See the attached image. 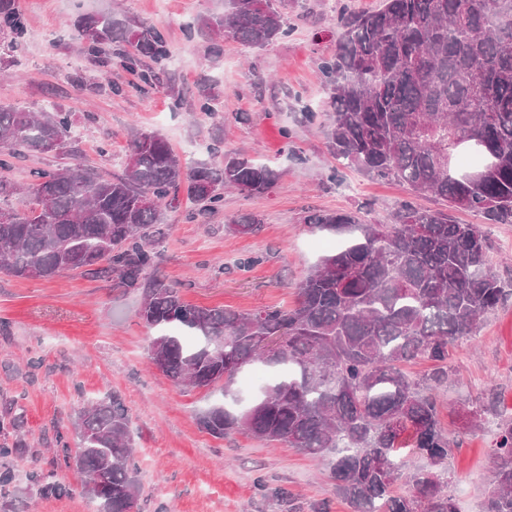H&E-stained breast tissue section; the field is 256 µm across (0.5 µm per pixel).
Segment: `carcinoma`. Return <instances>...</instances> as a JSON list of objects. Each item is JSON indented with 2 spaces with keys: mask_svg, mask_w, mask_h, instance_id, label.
Wrapping results in <instances>:
<instances>
[{
  "mask_svg": "<svg viewBox=\"0 0 512 512\" xmlns=\"http://www.w3.org/2000/svg\"><path fill=\"white\" fill-rule=\"evenodd\" d=\"M220 17L185 25L187 35L214 33L264 47L288 33L284 0H225ZM86 55L101 67L112 58L134 71L141 59L169 54L153 25L126 27L110 14L69 21ZM336 53L323 62L330 86L326 136L337 158L373 180H395L417 196H434L444 210L401 204L388 224H367L356 212L319 211L311 227L343 239L296 284L297 304L240 313L185 303L160 278L153 228L162 210L177 211L179 191L209 210L224 189L268 192L278 173L244 157L224 155L221 167L184 165L156 133L135 132L126 174L98 176L79 166L52 170L26 187L0 178V213L19 214L12 198H39L37 222L0 221V272L51 278L63 270L102 271L127 290H139L140 320L157 331L150 360L174 383L221 385L223 399L198 416L216 438L243 432L327 461L336 495L354 512H458L442 474L461 447L440 417L439 391L448 386V360L477 321L508 296L488 267V237L480 224H459L467 210L490 224H512V0H383L372 13L340 15ZM0 31L10 47L25 41L16 0H0ZM123 47L112 52L114 41ZM484 87L475 101L470 89ZM214 87L199 89V111L215 115ZM71 113L35 114L0 104V169L26 152L71 153ZM464 153H476L483 172L462 177ZM253 214L224 225L231 235L260 229ZM285 331L264 349L260 334ZM423 358L420 375L407 366ZM278 376L247 406L235 378L253 363ZM495 412L494 403H463L468 423ZM85 452L77 460L84 493L105 512H131L141 492L127 409L107 394L81 407L73 422ZM409 449L426 460L410 470L398 456ZM495 480L483 512H512V416L498 417L492 450ZM109 472L106 484L96 476ZM28 479L46 498L65 487L52 471ZM405 494L394 493L399 483Z\"/></svg>",
  "mask_w": 512,
  "mask_h": 512,
  "instance_id": "carcinoma-1",
  "label": "carcinoma"
}]
</instances>
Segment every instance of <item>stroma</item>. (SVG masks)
<instances>
[{"label": "stroma", "mask_w": 512, "mask_h": 512, "mask_svg": "<svg viewBox=\"0 0 512 512\" xmlns=\"http://www.w3.org/2000/svg\"><path fill=\"white\" fill-rule=\"evenodd\" d=\"M28 26L25 43L10 49L0 31V104L72 114L71 155L29 153L9 177L36 182L41 171L80 165L109 178L123 176L130 130L160 134L183 162L220 166L238 154L276 170L263 195L225 193L215 212L195 214L190 200L155 227L157 273L184 302L242 313L292 307L295 285L338 238L311 229L309 211L365 209L370 224L389 223L411 199L397 182L369 179L339 166L324 128L329 90L322 63L334 55L341 11H371L379 0H288V33L261 50L225 40L220 55L209 36L187 37V22L223 14L224 0H17ZM112 14L124 25L148 23L166 37L169 56L156 65V83L113 65L104 69L81 52L67 25L80 14ZM216 84L217 118H203L198 87ZM317 115L315 122L305 112ZM252 213L253 235L232 237L224 226ZM491 270L512 286V224H488ZM247 256L259 264L241 267ZM142 296L111 276L78 270L50 279L0 273V419L23 408L24 427L0 429V443L23 440L11 458L17 482L0 498V512H96L83 478L55 465L56 442L76 451L75 410L107 393L121 396L141 466L140 512H353L338 498L325 461L285 446L235 433L217 439L199 413L221 400L219 388H185L154 369L152 329L138 317ZM441 417L463 433L448 466V491L460 512H483L494 479L489 428L470 432L458 404L493 397L512 414V299L478 324L473 341L453 351ZM57 469L67 491L42 497L27 475Z\"/></svg>", "instance_id": "35a3bbf8"}]
</instances>
